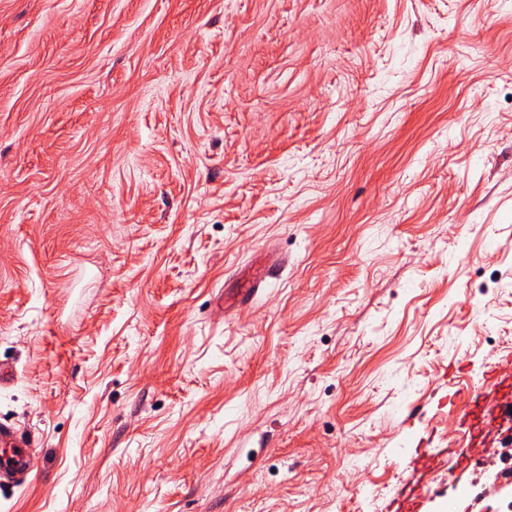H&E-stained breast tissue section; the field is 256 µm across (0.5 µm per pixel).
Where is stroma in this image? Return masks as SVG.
Instances as JSON below:
<instances>
[{
  "label": "stroma",
  "instance_id": "obj_1",
  "mask_svg": "<svg viewBox=\"0 0 512 512\" xmlns=\"http://www.w3.org/2000/svg\"><path fill=\"white\" fill-rule=\"evenodd\" d=\"M494 361L512 0H0V512H392ZM0 446L1 451L7 450L11 454L8 458L0 457V482L3 483L27 471L32 441L13 425L0 423Z\"/></svg>",
  "mask_w": 512,
  "mask_h": 512
}]
</instances>
